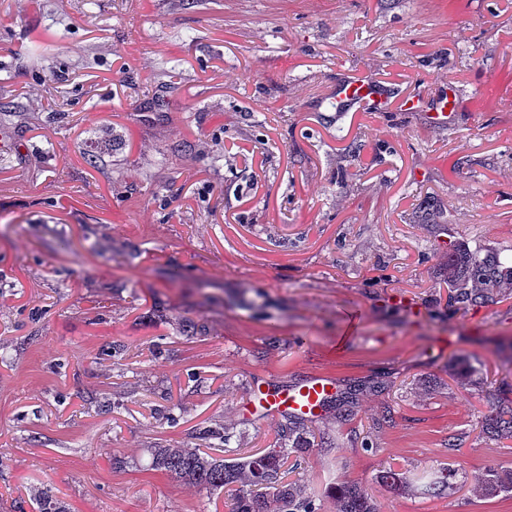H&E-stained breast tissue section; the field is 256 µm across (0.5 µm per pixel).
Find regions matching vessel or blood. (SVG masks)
Instances as JSON below:
<instances>
[{"label": "vessel or blood", "instance_id": "b4317fda", "mask_svg": "<svg viewBox=\"0 0 512 512\" xmlns=\"http://www.w3.org/2000/svg\"><path fill=\"white\" fill-rule=\"evenodd\" d=\"M388 100L384 89L361 75L337 82L332 95V101L340 111L365 105L381 112L386 109ZM400 106L406 111L424 108L429 124L439 128L453 125L457 116L455 92L450 88L424 102L405 97ZM338 389L335 378L323 375H307L290 384L267 381L259 391L258 400L248 402L246 409L252 415L261 413L315 420L324 414Z\"/></svg>", "mask_w": 512, "mask_h": 512}]
</instances>
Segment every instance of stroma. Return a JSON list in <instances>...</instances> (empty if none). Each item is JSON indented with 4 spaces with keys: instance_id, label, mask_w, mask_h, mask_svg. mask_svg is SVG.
Returning <instances> with one entry per match:
<instances>
[{
    "instance_id": "35a3bbf8",
    "label": "stroma",
    "mask_w": 512,
    "mask_h": 512,
    "mask_svg": "<svg viewBox=\"0 0 512 512\" xmlns=\"http://www.w3.org/2000/svg\"><path fill=\"white\" fill-rule=\"evenodd\" d=\"M358 72L452 86L455 126L349 125L319 100ZM0 138V512L45 491L67 512H228L150 448L224 426L230 452L265 448L281 419H243L251 383L313 373L390 391L320 421L336 446L296 470L309 488L512 512L375 481L512 464L476 430L487 387L512 398V288L459 310L434 245L512 260V0H0ZM459 360L481 384L452 382ZM378 482L389 493L394 496L409 495L414 491L413 481L408 478L404 472H399L392 468L383 471L378 476Z\"/></svg>"
}]
</instances>
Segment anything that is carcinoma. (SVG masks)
Instances as JSON below:
<instances>
[{
  "label": "carcinoma",
  "mask_w": 512,
  "mask_h": 512,
  "mask_svg": "<svg viewBox=\"0 0 512 512\" xmlns=\"http://www.w3.org/2000/svg\"><path fill=\"white\" fill-rule=\"evenodd\" d=\"M512 285V265L497 254L481 255L460 244L453 246L448 258L449 298L464 307H481L493 301L505 285ZM478 370L467 363L449 369L458 386L477 382ZM385 394L383 382L346 385L330 408L338 423L355 416L358 395L365 391ZM481 434L490 441L512 438V403L489 405L481 422ZM335 442L317 435L315 422L288 418L278 438L268 448L243 457L225 459L209 449L167 445L151 449L153 467L178 480L209 491L229 493L230 512H323L322 499L309 487L286 479L290 457L301 458L314 448H331ZM378 482L394 496L408 495L418 489L424 495L446 497L461 483H470L471 492L480 498H493L512 492V469L490 468L468 480L467 474L450 465L414 487L405 473L392 468L378 476ZM336 512H379L376 499L359 482L333 484L325 491Z\"/></svg>",
  "instance_id": "cac0c4a2"
}]
</instances>
